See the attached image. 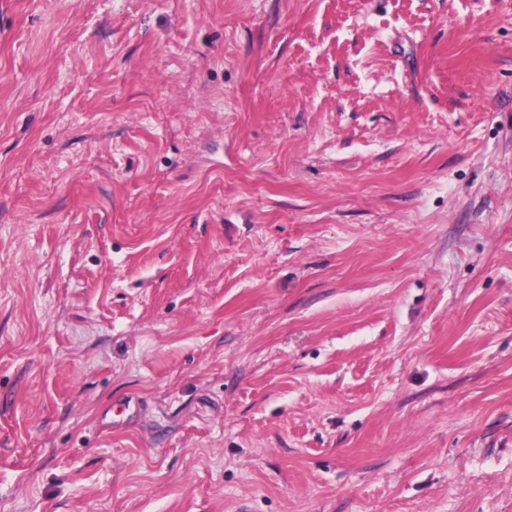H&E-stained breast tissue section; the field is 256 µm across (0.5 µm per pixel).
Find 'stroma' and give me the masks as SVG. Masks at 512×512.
I'll list each match as a JSON object with an SVG mask.
<instances>
[{
  "label": "stroma",
  "instance_id": "35a3bbf8",
  "mask_svg": "<svg viewBox=\"0 0 512 512\" xmlns=\"http://www.w3.org/2000/svg\"><path fill=\"white\" fill-rule=\"evenodd\" d=\"M0 512H512V0H0Z\"/></svg>",
  "mask_w": 512,
  "mask_h": 512
}]
</instances>
